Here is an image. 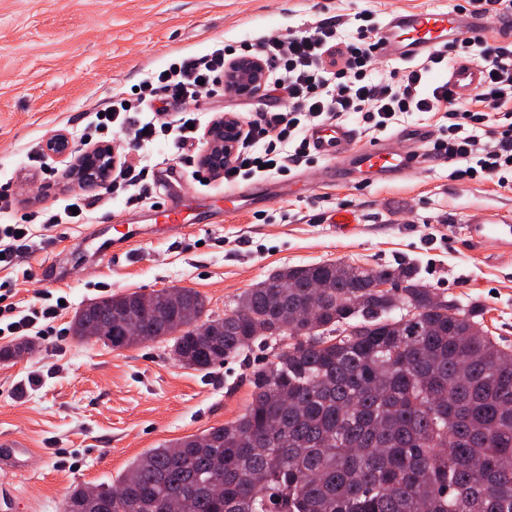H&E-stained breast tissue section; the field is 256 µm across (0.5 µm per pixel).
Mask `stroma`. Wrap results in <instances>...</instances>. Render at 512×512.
<instances>
[{"label":"stroma","instance_id":"stroma-1","mask_svg":"<svg viewBox=\"0 0 512 512\" xmlns=\"http://www.w3.org/2000/svg\"><path fill=\"white\" fill-rule=\"evenodd\" d=\"M463 3L0 0V198L20 220L81 193L47 140L63 133L81 147L91 113L115 94L132 97L176 58L326 22L352 41L361 18L379 25L396 10L452 11ZM205 145L201 138L180 152L162 142L146 157L150 172L174 175L179 197L203 205L183 234L157 231L129 258L102 260L96 236L115 224L154 221L155 197L132 188L102 198L77 223L32 224L35 247L20 252L13 268H0V283L13 282L21 307L43 297L66 300L53 335H31L28 353L0 361V439L26 440L33 450L24 473L0 464V512H62L74 485L111 484L141 452L235 420L250 400L252 370L272 358V349L256 346L205 373L179 365L162 341L121 351L75 343L74 313L106 294L192 288L208 314L220 317L280 268L410 264L442 297L478 306L489 333L512 345V261L494 243L473 246L465 224L476 208L512 215V173L502 182L460 180L455 163L441 161L414 178L365 188L324 181L326 162L314 157L292 170L312 193L276 200L280 178L269 176V197L228 219L223 181L203 185L193 176ZM343 209L356 218L346 232L332 223Z\"/></svg>","mask_w":512,"mask_h":512}]
</instances>
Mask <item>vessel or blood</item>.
Returning <instances> with one entry per match:
<instances>
[{
  "label": "vessel or blood",
  "instance_id": "1",
  "mask_svg": "<svg viewBox=\"0 0 512 512\" xmlns=\"http://www.w3.org/2000/svg\"><path fill=\"white\" fill-rule=\"evenodd\" d=\"M484 20L472 10L434 13L411 9L389 13L377 53L380 57L401 63L414 62L433 53L438 47L456 39L484 35ZM448 88L458 100L473 97L483 84V72L465 60L455 61L448 69ZM406 135L415 142L414 150L399 153L393 150L390 138H379L364 147H357V132L344 123L310 130L308 140L313 152L329 164L327 178L350 181L360 174L363 184L390 182L420 173L431 159V136L421 128L407 129ZM156 216L160 226L176 233L197 220L191 206L173 201L168 193H160ZM468 241L480 244L496 240L512 252V217L484 209L473 210L467 218ZM147 237L146 232L129 224H116L110 238L104 239L99 250L110 259L129 255Z\"/></svg>",
  "mask_w": 512,
  "mask_h": 512
}]
</instances>
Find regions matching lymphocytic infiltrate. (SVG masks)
I'll use <instances>...</instances> for the list:
<instances>
[{
	"label": "lymphocytic infiltrate",
	"mask_w": 512,
	"mask_h": 512,
	"mask_svg": "<svg viewBox=\"0 0 512 512\" xmlns=\"http://www.w3.org/2000/svg\"><path fill=\"white\" fill-rule=\"evenodd\" d=\"M376 36L368 33L358 41L342 42L336 27L322 24L314 31L260 41L253 53L269 70L259 91L271 106L259 119L246 121L241 130L240 148L231 165L224 169L225 183L232 184L264 174L290 173L310 154L306 133L310 126L345 112L360 113L364 122L388 127L404 112L446 111L449 125L436 138L434 148L451 160L466 161L458 170L460 178H497L500 171L512 169V122L501 125L491 145L480 146L466 126L489 122L492 112L512 102V43H488L478 38L459 43L464 52H477L484 62L485 83L478 95L479 110L462 108L447 85L424 92L429 69L444 66L448 53H433L426 67L395 72L376 80L372 73L379 61ZM233 49H217L201 56L172 62L156 79L143 81L136 98L116 95L109 114L94 117L90 126L97 134L124 131L137 149H144L159 137L179 146L194 139L190 117L170 124L158 118V105L174 101L198 104L202 90L213 89L218 73L233 57ZM146 169L118 160L111 178L99 188H87L71 208L45 211L48 224L73 223L75 211L89 207L95 193L113 194L128 186L147 189Z\"/></svg>",
	"instance_id": "lymphocytic-infiltrate-1"
}]
</instances>
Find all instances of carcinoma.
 Returning a JSON list of instances; mask_svg holds the SVG:
<instances>
[{
	"label": "carcinoma",
	"instance_id": "obj_1",
	"mask_svg": "<svg viewBox=\"0 0 512 512\" xmlns=\"http://www.w3.org/2000/svg\"><path fill=\"white\" fill-rule=\"evenodd\" d=\"M380 274L399 287H372ZM316 281L328 287L314 323L286 321ZM138 298L86 304L71 335L114 350L148 336L205 373L250 345L279 346L253 370L242 415L146 450L107 487H74L63 512H162L175 496L191 512H512V347L413 268L285 267L217 318L198 291L163 288L131 335L109 319ZM406 304L416 323L401 331Z\"/></svg>",
	"mask_w": 512,
	"mask_h": 512
}]
</instances>
